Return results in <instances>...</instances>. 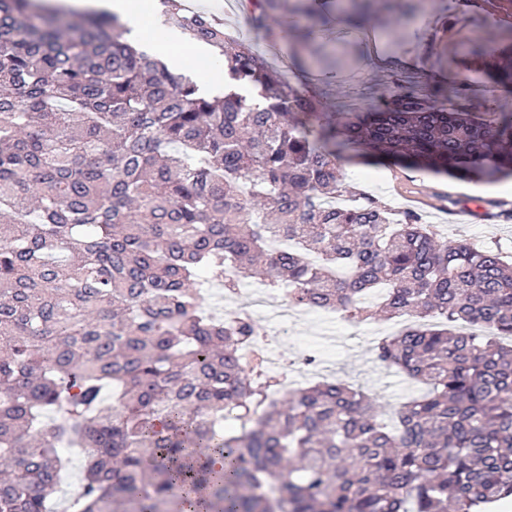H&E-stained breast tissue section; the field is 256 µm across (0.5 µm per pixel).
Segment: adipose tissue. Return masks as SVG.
<instances>
[{"label":"adipose tissue","instance_id":"adipose-tissue-1","mask_svg":"<svg viewBox=\"0 0 512 512\" xmlns=\"http://www.w3.org/2000/svg\"><path fill=\"white\" fill-rule=\"evenodd\" d=\"M48 5L68 12H99L116 15L126 29V38L133 45L145 48L164 59L175 71L190 69L192 63L202 64L201 75L207 84L220 85L224 73L217 68L205 67L207 53L203 46H193L184 53L179 33L162 23L160 0H46Z\"/></svg>","mask_w":512,"mask_h":512}]
</instances>
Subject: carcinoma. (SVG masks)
Instances as JSON below:
<instances>
[{
  "instance_id": "carcinoma-1",
  "label": "carcinoma",
  "mask_w": 512,
  "mask_h": 512,
  "mask_svg": "<svg viewBox=\"0 0 512 512\" xmlns=\"http://www.w3.org/2000/svg\"><path fill=\"white\" fill-rule=\"evenodd\" d=\"M287 0H257V36ZM164 24L224 61L214 92L132 47L117 16L0 0V512H52L92 449L79 512H486L512 498V260L344 183L380 158L459 181L512 176V101L402 87L324 104L180 0ZM473 47L512 87V0ZM311 25L295 31L320 64ZM257 279L351 324H413L375 360L428 386L388 414L340 380L282 387L260 332L208 283ZM463 325L490 336L461 332Z\"/></svg>"
}]
</instances>
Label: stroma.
I'll list each match as a JSON object with an SVG mask.
<instances>
[{"label": "stroma", "mask_w": 512, "mask_h": 512, "mask_svg": "<svg viewBox=\"0 0 512 512\" xmlns=\"http://www.w3.org/2000/svg\"><path fill=\"white\" fill-rule=\"evenodd\" d=\"M394 5L402 18L397 36L383 35L378 14L366 11L360 61L334 74L312 73L309 89L331 96L337 86H344V104L359 106L404 79L429 86L460 80L465 84V103L483 112L494 111L501 91L481 74L460 71L456 64L470 42L493 39L494 20L480 12L460 15L454 0H395ZM364 169L360 162H343L345 183L379 198L396 213L411 206L395 187L396 182L406 183L416 195L431 199L424 217L441 234L452 240L496 242L512 253V179L485 185L400 165L381 166L376 178L366 179ZM401 327V322L384 320L353 326L337 313L319 310L295 324L287 338L268 336L264 348L283 360L309 351L316 357V367L334 369L337 379L375 396L391 410L426 391L425 385L374 359V342Z\"/></svg>", "instance_id": "1"}]
</instances>
